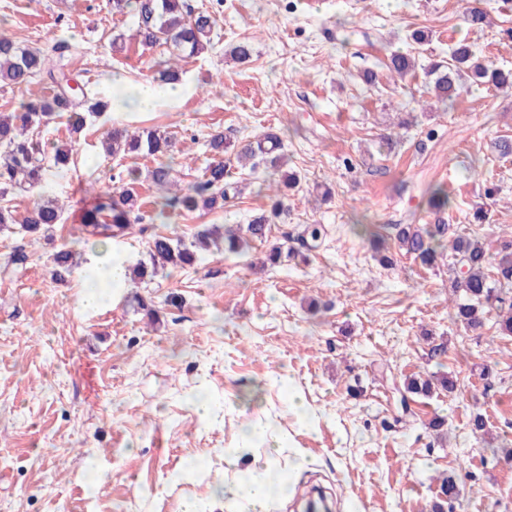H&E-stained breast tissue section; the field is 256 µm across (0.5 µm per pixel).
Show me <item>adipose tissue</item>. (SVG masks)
Instances as JSON below:
<instances>
[{
	"mask_svg": "<svg viewBox=\"0 0 512 512\" xmlns=\"http://www.w3.org/2000/svg\"><path fill=\"white\" fill-rule=\"evenodd\" d=\"M129 265L127 249L112 248L109 274L114 288L107 295L84 290L80 298L84 312L94 314L108 303L119 301ZM224 459L234 473L219 487L217 503L188 500L183 502L181 512H213L217 506L224 512H276L279 498L273 493L271 470L287 469L293 479L307 466L299 449L288 448L275 417L249 421L240 429L235 443L225 449Z\"/></svg>",
	"mask_w": 512,
	"mask_h": 512,
	"instance_id": "ef3b65f1",
	"label": "adipose tissue"
}]
</instances>
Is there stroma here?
Wrapping results in <instances>:
<instances>
[{
  "label": "stroma",
  "mask_w": 512,
  "mask_h": 512,
  "mask_svg": "<svg viewBox=\"0 0 512 512\" xmlns=\"http://www.w3.org/2000/svg\"><path fill=\"white\" fill-rule=\"evenodd\" d=\"M191 3L216 27L208 53L182 58L191 90L177 105L112 111L78 134L63 118L34 132L45 146L70 145L74 164L46 175L63 223L34 242L0 233V262L20 248L29 256L18 272L0 273V512H180L183 499L211 498L239 425L264 414L280 415L282 432L313 461L282 512L315 486L334 512H429L451 473L464 486L455 512H512V463L495 455L512 447V336L452 320L451 259L428 269L398 254L385 266L363 234L441 222L492 251L512 239V155L493 147L512 138V89L468 82L448 106L427 75L459 42L512 69V0ZM476 4L490 18L481 30L462 22ZM136 26L112 0H0V31L29 48L66 41V68L92 98L111 95L116 72L133 85L158 81L170 53L142 49L131 38ZM416 30L430 41L416 45ZM242 40L252 47L247 63L230 56ZM395 51L415 58L402 79L387 68ZM116 122L171 135L184 187L200 180L214 131L235 146L283 133L285 170L300 182L272 237L292 234L293 256L261 269L263 247L213 251L159 274L143 290L159 312L154 325L126 295L84 314L80 274L52 280L48 257L78 235L84 188L155 165L105 153ZM233 176L245 188L223 209L153 232L188 238L200 225L244 224L267 208L266 168ZM436 185L452 200L439 215L428 206ZM310 224L322 236L306 252L298 237ZM411 374L446 375L457 389L406 398ZM283 376L311 412L307 429L284 412ZM202 382L226 409L220 422H200L194 411L190 395ZM475 412L486 439L470 432ZM436 416L446 421L441 437L428 427Z\"/></svg>",
  "instance_id": "35a3bbf8"
}]
</instances>
